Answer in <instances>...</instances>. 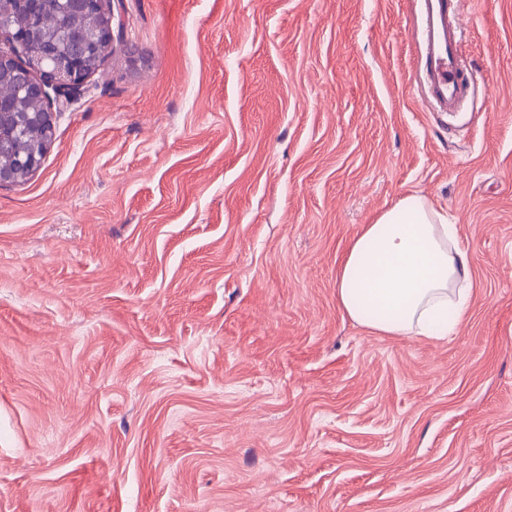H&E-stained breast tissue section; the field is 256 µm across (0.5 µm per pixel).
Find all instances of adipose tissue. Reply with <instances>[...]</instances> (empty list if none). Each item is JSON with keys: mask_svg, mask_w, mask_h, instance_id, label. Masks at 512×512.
Listing matches in <instances>:
<instances>
[{"mask_svg": "<svg viewBox=\"0 0 512 512\" xmlns=\"http://www.w3.org/2000/svg\"><path fill=\"white\" fill-rule=\"evenodd\" d=\"M472 276L456 225L408 194L362 225L336 274L354 321L389 336H449L464 322Z\"/></svg>", "mask_w": 512, "mask_h": 512, "instance_id": "1", "label": "adipose tissue"}]
</instances>
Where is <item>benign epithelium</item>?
I'll list each match as a JSON object with an SVG mask.
<instances>
[{
    "instance_id": "1",
    "label": "benign epithelium",
    "mask_w": 512,
    "mask_h": 512,
    "mask_svg": "<svg viewBox=\"0 0 512 512\" xmlns=\"http://www.w3.org/2000/svg\"><path fill=\"white\" fill-rule=\"evenodd\" d=\"M57 4L64 14L83 15L85 23L69 35L56 32L42 38L43 54L32 62L31 34L5 24L11 3L0 0V74L11 73L26 96L39 104V110L26 118L46 128L42 144L31 147L0 127V154L16 159L14 167L0 168V185L27 178L40 167L54 136L56 113L112 53V0H57Z\"/></svg>"
}]
</instances>
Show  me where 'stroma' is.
<instances>
[{
	"label": "stroma",
	"mask_w": 512,
	"mask_h": 512,
	"mask_svg": "<svg viewBox=\"0 0 512 512\" xmlns=\"http://www.w3.org/2000/svg\"><path fill=\"white\" fill-rule=\"evenodd\" d=\"M121 46L0 186V512H512V0L426 105L420 0H120ZM459 227L453 336L336 270L407 193Z\"/></svg>",
	"instance_id": "1"
}]
</instances>
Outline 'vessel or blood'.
<instances>
[{
    "label": "vessel or blood",
    "instance_id": "obj_1",
    "mask_svg": "<svg viewBox=\"0 0 512 512\" xmlns=\"http://www.w3.org/2000/svg\"><path fill=\"white\" fill-rule=\"evenodd\" d=\"M421 2L424 39L420 58L424 67L427 102L433 110L452 112L470 93L461 36L465 0Z\"/></svg>",
    "mask_w": 512,
    "mask_h": 512
}]
</instances>
